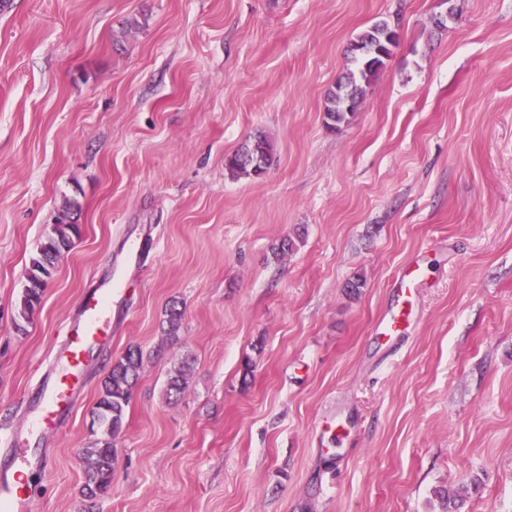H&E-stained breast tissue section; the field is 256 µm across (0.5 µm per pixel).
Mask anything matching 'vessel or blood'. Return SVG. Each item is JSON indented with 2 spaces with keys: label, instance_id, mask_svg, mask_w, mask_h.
<instances>
[{
  "label": "vessel or blood",
  "instance_id": "vessel-or-blood-1",
  "mask_svg": "<svg viewBox=\"0 0 512 512\" xmlns=\"http://www.w3.org/2000/svg\"><path fill=\"white\" fill-rule=\"evenodd\" d=\"M415 272L400 275L394 286L402 300L377 327V336L392 339L403 334L412 314L410 296L416 283ZM111 291H93L83 297L78 319L64 329L61 349L55 354L51 368L41 378L36 397L28 410V435L43 433L56 426L74 406L84 389L83 371L91 348L100 344L109 327ZM8 459L0 466V512H31L33 501L24 479L25 471H44L47 456L30 457L25 449L8 448Z\"/></svg>",
  "mask_w": 512,
  "mask_h": 512
}]
</instances>
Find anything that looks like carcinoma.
Here are the masks:
<instances>
[{
	"label": "carcinoma",
	"mask_w": 512,
	"mask_h": 512,
	"mask_svg": "<svg viewBox=\"0 0 512 512\" xmlns=\"http://www.w3.org/2000/svg\"><path fill=\"white\" fill-rule=\"evenodd\" d=\"M395 29L387 21H379L364 32L351 47L358 64V74L350 75L339 82L326 96L325 124L335 130L354 115L355 106L362 97L364 87L369 85L384 66L397 45ZM274 154L273 142L263 134L242 146L225 160V165L234 177L258 178L269 165ZM79 235L76 205L67 202L59 211L56 224L32 258L25 275V282L18 293L13 314L15 329L25 331L34 311L39 307L47 281L52 277L56 263L63 252L70 249L73 239ZM143 370V354L129 348L112 362L102 381L99 398L92 411L98 420V428L104 430L106 438L85 449L88 462L84 496L95 507L97 499L108 492L112 483V469L116 451L112 440L124 427L125 413L129 406L131 390L138 382ZM189 364L184 362L169 374L167 395H178L187 385Z\"/></svg>",
	"instance_id": "obj_1"
}]
</instances>
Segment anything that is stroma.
<instances>
[{"label":"stroma","instance_id":"35a3bbf8","mask_svg":"<svg viewBox=\"0 0 512 512\" xmlns=\"http://www.w3.org/2000/svg\"><path fill=\"white\" fill-rule=\"evenodd\" d=\"M382 19L399 43L329 131L325 94ZM260 134L266 174L231 177ZM69 199L80 234L17 332ZM414 262L410 327L382 340ZM105 287L109 338L38 442L34 512H446L444 489L512 512V0H0V448ZM131 347L143 372L91 511V411ZM339 416L340 444L321 428Z\"/></svg>","mask_w":512,"mask_h":512}]
</instances>
